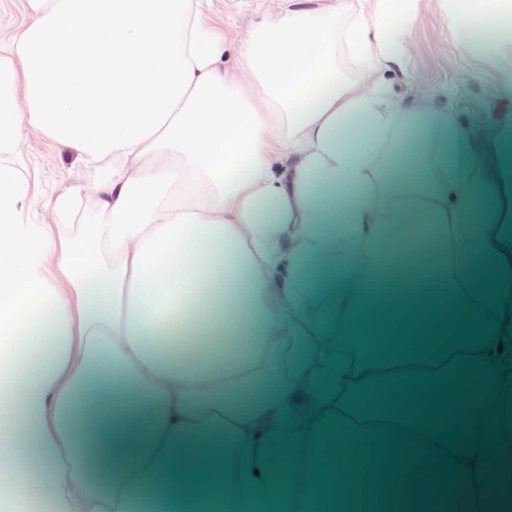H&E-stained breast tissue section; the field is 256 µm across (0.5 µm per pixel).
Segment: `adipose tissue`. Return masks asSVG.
Listing matches in <instances>:
<instances>
[{
	"mask_svg": "<svg viewBox=\"0 0 512 512\" xmlns=\"http://www.w3.org/2000/svg\"><path fill=\"white\" fill-rule=\"evenodd\" d=\"M0 55V498L19 512H319L306 472L338 387L377 394L326 441L330 512H362L363 444L400 390L344 358L512 294V113L493 124L394 82L421 0H258L228 36L206 0H26ZM449 53L512 100V0H434ZM488 134H481L482 126ZM95 178L32 219L27 129ZM34 382H25L27 372ZM274 381L242 403L257 379ZM419 512H512V434ZM291 440L299 464L281 469Z\"/></svg>",
	"mask_w": 512,
	"mask_h": 512,
	"instance_id": "adipose-tissue-1",
	"label": "adipose tissue"
}]
</instances>
